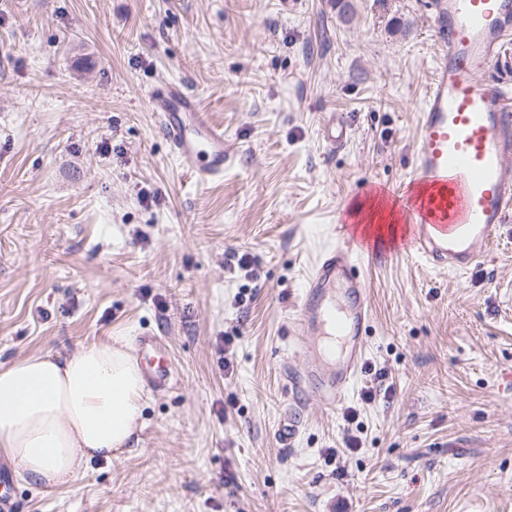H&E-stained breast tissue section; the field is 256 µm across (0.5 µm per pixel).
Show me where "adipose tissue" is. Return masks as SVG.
Returning <instances> with one entry per match:
<instances>
[{"label": "adipose tissue", "mask_w": 512, "mask_h": 512, "mask_svg": "<svg viewBox=\"0 0 512 512\" xmlns=\"http://www.w3.org/2000/svg\"><path fill=\"white\" fill-rule=\"evenodd\" d=\"M145 381L128 336L0 364V458L51 491L140 440Z\"/></svg>", "instance_id": "obj_1"}]
</instances>
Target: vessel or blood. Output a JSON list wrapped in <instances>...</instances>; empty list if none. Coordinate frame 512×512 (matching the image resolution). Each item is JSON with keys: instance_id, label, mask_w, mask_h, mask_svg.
Listing matches in <instances>:
<instances>
[{"instance_id": "vessel-or-blood-1", "label": "vessel or blood", "mask_w": 512, "mask_h": 512, "mask_svg": "<svg viewBox=\"0 0 512 512\" xmlns=\"http://www.w3.org/2000/svg\"><path fill=\"white\" fill-rule=\"evenodd\" d=\"M433 34L442 47L419 114L417 147L394 194L403 218L405 254L431 268L463 274L489 252L512 216V88L476 83L501 36L512 30V0H433ZM147 96L172 154L197 185L224 179V130L178 82ZM370 249L348 238L324 247L296 302L295 343L305 360L287 370L292 389L328 406L341 402L365 359L371 306L362 266ZM143 376L157 392L175 371L160 337L139 343ZM301 433L296 410L277 428L283 447Z\"/></svg>"}]
</instances>
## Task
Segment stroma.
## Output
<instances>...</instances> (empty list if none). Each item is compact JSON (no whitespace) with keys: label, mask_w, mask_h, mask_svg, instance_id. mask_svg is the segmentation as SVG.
I'll return each instance as SVG.
<instances>
[{"label":"stroma","mask_w":512,"mask_h":512,"mask_svg":"<svg viewBox=\"0 0 512 512\" xmlns=\"http://www.w3.org/2000/svg\"><path fill=\"white\" fill-rule=\"evenodd\" d=\"M350 4L0 0V363L151 331L176 370L137 448L11 482L16 512H512V218L463 275L365 264L357 385L275 438L296 293L361 185L408 173L440 54L430 0ZM172 80L224 127L222 183L171 153ZM301 433V422L297 411L287 409L277 428V440L284 448L295 446Z\"/></svg>","instance_id":"stroma-1"}]
</instances>
